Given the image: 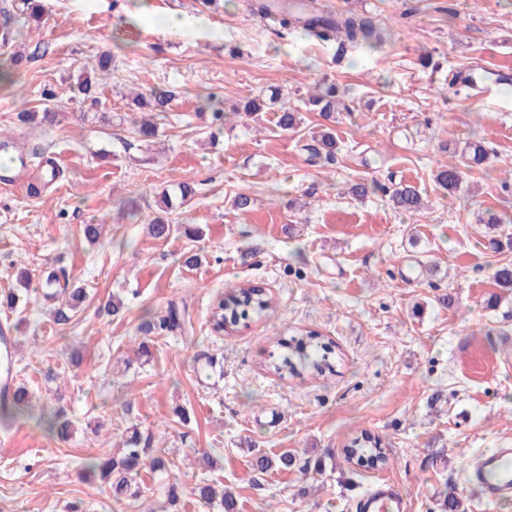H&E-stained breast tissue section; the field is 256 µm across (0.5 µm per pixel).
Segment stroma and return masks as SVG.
I'll return each mask as SVG.
<instances>
[{"instance_id":"obj_1","label":"stroma","mask_w":512,"mask_h":512,"mask_svg":"<svg viewBox=\"0 0 512 512\" xmlns=\"http://www.w3.org/2000/svg\"><path fill=\"white\" fill-rule=\"evenodd\" d=\"M38 2L37 20L27 0L5 2L14 27L0 70L15 85L0 94V132L32 159L53 157L64 177L37 195L26 182L0 184V290L27 300L0 311V324L18 338L19 380L39 406L65 407L74 433L63 441L10 423L0 512H68L76 501L86 512H160L173 477L182 489L174 512H211L192 493L203 481L232 491L238 512H354L382 483L404 495L407 512H441L447 485L464 512H512V500H482L467 473L478 452L512 448V295H499L492 277L512 264V0H316L390 31L385 46L349 62L336 43L260 24L249 0H146L147 12L193 19L178 35L130 0ZM103 52L112 75L95 97L54 104L49 123L20 120ZM17 53L24 61L13 70ZM322 82L348 111L304 113L292 131L270 109L214 139L198 116L206 94L232 106L277 86L297 107ZM154 89L174 97L147 145L133 132L134 98ZM326 128L336 160L311 163L304 146ZM472 139L488 158L447 193L436 172ZM371 179L415 185L425 209L348 196ZM184 180L191 205L169 212L167 238H152L159 195ZM240 193L250 211L233 207ZM94 222L104 231L92 244L82 228ZM188 225L199 238L185 236ZM190 251L197 265H185ZM61 266L87 290L64 330L41 295ZM244 283L266 288L270 310L214 333V300ZM113 296L121 315L100 314ZM172 309L176 329L145 331ZM310 331L332 344L333 370L280 378L277 338ZM131 427L163 450L171 472L142 471L137 496L117 501L80 473ZM362 431L386 446L384 467L345 460ZM287 449L296 469L253 470L255 453ZM204 450L216 467L195 464Z\"/></svg>"}]
</instances>
